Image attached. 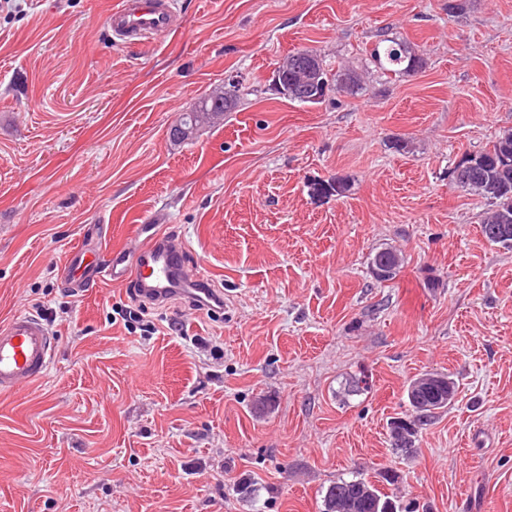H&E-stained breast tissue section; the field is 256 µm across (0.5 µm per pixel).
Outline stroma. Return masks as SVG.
I'll list each match as a JSON object with an SVG mask.
<instances>
[{"label":"stroma","instance_id":"1","mask_svg":"<svg viewBox=\"0 0 512 512\" xmlns=\"http://www.w3.org/2000/svg\"><path fill=\"white\" fill-rule=\"evenodd\" d=\"M120 2L0 11V325L33 315L56 341L43 378L0 393V512H322L357 475L417 512H512V250L448 177L512 129V0H176L145 46L111 40ZM384 33L425 67L382 76ZM299 48L365 90L273 95ZM219 86L235 111L172 141ZM158 232L221 311L176 296L127 325L132 287L65 277L75 249ZM384 247L404 264L381 284ZM425 372L455 400L393 450ZM403 257L402 254L393 248H384L380 251H377L372 257H370V269L372 274H374V267L377 265H385L391 270V274L387 278H380L378 276L373 275L375 280L379 283L387 282L393 280L400 271L402 266Z\"/></svg>","mask_w":512,"mask_h":512}]
</instances>
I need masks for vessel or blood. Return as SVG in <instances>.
<instances>
[{
  "label": "vessel or blood",
  "mask_w": 512,
  "mask_h": 512,
  "mask_svg": "<svg viewBox=\"0 0 512 512\" xmlns=\"http://www.w3.org/2000/svg\"><path fill=\"white\" fill-rule=\"evenodd\" d=\"M176 19L175 0H121L106 21L112 40L130 45L174 31ZM184 254L181 243L154 235L138 251L117 248L108 259L87 264L79 250L70 263L83 266L92 282L122 285L132 279L144 292L164 297L184 285ZM55 347L53 336L40 319L12 317L0 327V392L14 393L41 379L50 367Z\"/></svg>",
  "instance_id": "b4317fda"
}]
</instances>
